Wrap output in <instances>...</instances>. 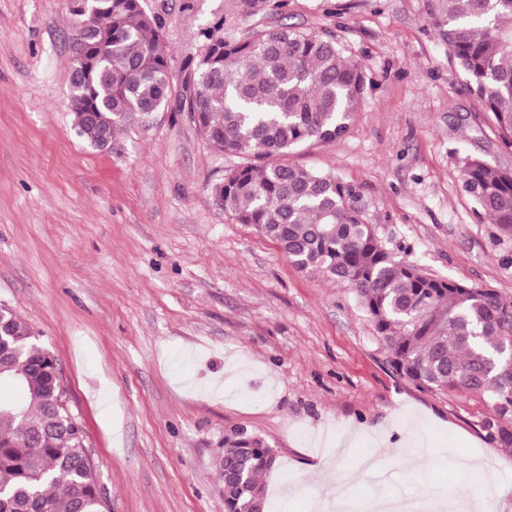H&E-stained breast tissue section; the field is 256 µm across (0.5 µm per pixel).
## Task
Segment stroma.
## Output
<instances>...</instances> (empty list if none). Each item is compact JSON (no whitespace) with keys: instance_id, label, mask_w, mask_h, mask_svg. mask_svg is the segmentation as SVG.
Returning a JSON list of instances; mask_svg holds the SVG:
<instances>
[{"instance_id":"stroma-1","label":"stroma","mask_w":512,"mask_h":512,"mask_svg":"<svg viewBox=\"0 0 512 512\" xmlns=\"http://www.w3.org/2000/svg\"><path fill=\"white\" fill-rule=\"evenodd\" d=\"M175 89L199 32L255 24L237 0H142ZM72 0H0V304L53 354L109 512H224L213 458L225 430L277 456L266 512L357 499L481 500L512 512V450L481 414L388 363L346 289L283 259L213 185L239 165L181 111L137 116L91 147L68 108ZM268 24L333 31L369 86L349 131L288 163L357 187L365 219L425 273L512 300V235L463 192L460 162L512 169L481 103L429 31L426 0H288ZM417 441L431 456L399 455ZM482 480L461 479V457Z\"/></svg>"}]
</instances>
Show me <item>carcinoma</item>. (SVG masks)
Here are the masks:
<instances>
[{"mask_svg":"<svg viewBox=\"0 0 512 512\" xmlns=\"http://www.w3.org/2000/svg\"><path fill=\"white\" fill-rule=\"evenodd\" d=\"M284 0H239L259 18L245 38L218 21L202 31L198 90L188 111L220 153L243 163L213 186L224 210L273 242L299 271L349 289L373 324L392 368L416 386L446 392L492 416L484 439L512 449V365L489 357L512 344V301L487 288L435 278L387 249L363 219L357 188L338 177L275 162L348 130L367 89L361 64L330 30L306 33L263 19ZM69 103L78 135L105 147L120 125L156 112L173 94L161 25L141 0H89L77 14ZM448 63L468 81L497 136L512 147V0H427ZM462 190L512 234V171L468 155ZM0 512H103L104 495L68 411L55 362L33 328L0 304ZM276 455L260 435L224 432L215 466L224 512H265L263 475Z\"/></svg>","mask_w":512,"mask_h":512,"instance_id":"obj_1","label":"carcinoma"}]
</instances>
